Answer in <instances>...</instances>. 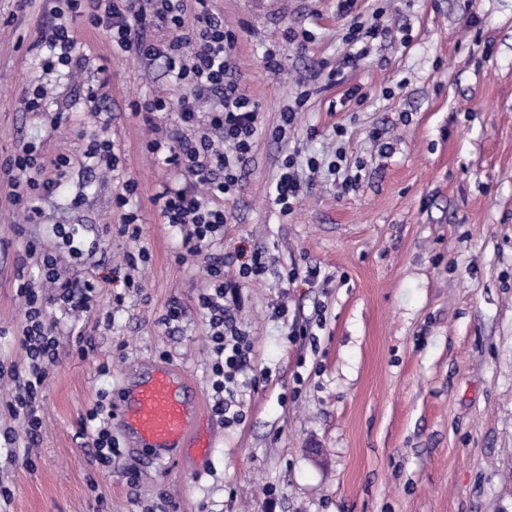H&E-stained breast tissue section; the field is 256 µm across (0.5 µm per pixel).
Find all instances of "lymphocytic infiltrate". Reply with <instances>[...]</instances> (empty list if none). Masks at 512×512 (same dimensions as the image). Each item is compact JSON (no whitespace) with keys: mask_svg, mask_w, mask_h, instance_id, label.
<instances>
[{"mask_svg":"<svg viewBox=\"0 0 512 512\" xmlns=\"http://www.w3.org/2000/svg\"><path fill=\"white\" fill-rule=\"evenodd\" d=\"M355 4L356 0H338V10L346 19L341 39L347 50L341 68L327 75L331 86L343 85L345 69L358 68L383 32L378 23L363 21L355 14ZM66 5L72 20L104 28L121 51L165 61L178 94L134 102L133 110L152 132L149 151L166 166L176 168L183 179L182 185L167 186L157 193L154 204L165 223L180 232L184 253H205L215 238L223 235L229 221L227 212L215 202L240 191L239 165L264 128L262 107L244 93L241 75L232 62L234 32L212 9L210 0H66ZM157 30L166 31V38H154ZM46 44L52 51L44 60L47 68H82L89 61L87 55L77 54L74 33L66 25H53ZM170 111L177 112L179 128L157 123V114ZM69 164V159L62 156L51 165L40 164L28 146L8 160L13 173V203L26 212L28 222L40 219L38 199L60 190ZM295 166V157L283 161L271 193L273 204L284 215L293 212L308 189ZM205 270L208 289L199 296L198 304L214 343V411L223 417L235 401L240 376L251 365V348L230 314V285L224 279L223 260L210 258ZM20 292L27 304V324L19 338L26 363L9 407L22 418L28 435L33 437L42 427L39 395L58 353L54 327L45 321L47 299L29 283L22 284ZM110 417L106 405L100 402L89 410L84 421L93 430L92 460L103 467L111 464L118 448Z\"/></svg>","mask_w":512,"mask_h":512,"instance_id":"obj_1","label":"lymphocytic infiltrate"}]
</instances>
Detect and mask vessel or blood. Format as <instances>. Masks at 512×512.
Instances as JSON below:
<instances>
[{
    "label": "vessel or blood",
    "instance_id": "b4317fda",
    "mask_svg": "<svg viewBox=\"0 0 512 512\" xmlns=\"http://www.w3.org/2000/svg\"><path fill=\"white\" fill-rule=\"evenodd\" d=\"M201 412L188 379L158 365L114 408L113 417L147 451L152 464L161 468L188 441L197 448L199 458H206L210 440L196 429Z\"/></svg>",
    "mask_w": 512,
    "mask_h": 512
}]
</instances>
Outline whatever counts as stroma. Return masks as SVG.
<instances>
[{"mask_svg":"<svg viewBox=\"0 0 512 512\" xmlns=\"http://www.w3.org/2000/svg\"><path fill=\"white\" fill-rule=\"evenodd\" d=\"M57 5L0 0V164L25 145L44 162L72 159L22 238L0 168V433L17 438L0 447V488L11 492L0 512H512V0H358L363 15L382 11L386 34L332 87L326 75L344 53L336 0H213L236 34L242 88L265 118L211 248L229 277L239 251L269 260L262 281L239 284L235 323L252 351L236 395L245 419L233 424L212 410L213 354L198 306L205 259L175 260L181 236L152 202L174 172L148 151L133 113L134 101L175 94L171 77L163 60L121 52L88 26L76 37L89 65L72 77L46 70L31 46ZM291 30L310 32L305 48L288 42ZM273 46L278 74L261 67ZM104 79L106 98L90 101L89 88ZM353 85L367 93L363 104L342 102ZM26 88L44 93L41 110H27ZM303 90L310 98L293 128L274 138L283 108ZM373 130L393 146L391 157L379 155ZM101 133L114 144L120 180L82 162ZM290 154L313 186L285 216L269 195ZM340 154L363 167L358 191L344 193L327 171ZM311 158L320 173L309 174ZM126 180L138 186L135 241L103 232L122 222L114 198ZM72 224L100 239L96 255L60 245L54 228ZM26 237L56 248L61 281L95 283L90 311L48 309L59 361L41 393L34 444L6 410L12 369L24 362L18 287L40 280ZM142 247L150 260L137 287H125L116 273ZM309 266L319 280H308ZM293 267L299 275L282 290L279 275ZM174 302L183 316L168 325ZM281 302L284 321L272 315ZM296 326L306 335H292ZM83 336L94 340L84 355ZM152 364L197 390L207 461L185 447L155 469L116 427L111 465L91 464L93 440L78 434L88 411L100 400L118 404Z\"/></svg>","mask_w":512,"mask_h":512,"instance_id":"35a3bbf8","label":"stroma"}]
</instances>
